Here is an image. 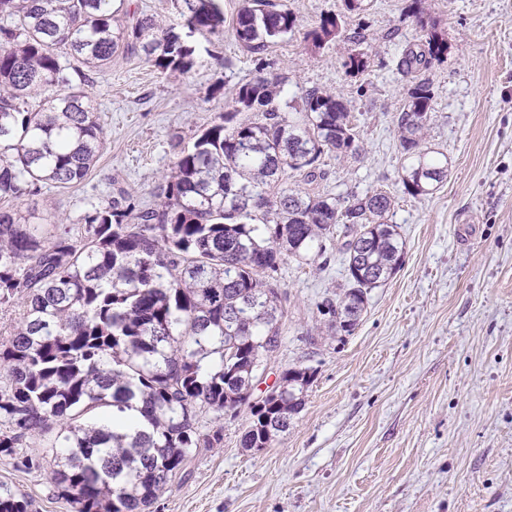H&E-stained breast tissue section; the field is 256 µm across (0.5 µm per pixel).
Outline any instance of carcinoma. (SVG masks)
I'll return each mask as SVG.
<instances>
[{"label":"carcinoma","mask_w":512,"mask_h":512,"mask_svg":"<svg viewBox=\"0 0 512 512\" xmlns=\"http://www.w3.org/2000/svg\"><path fill=\"white\" fill-rule=\"evenodd\" d=\"M126 0H0V200L84 181L106 141L84 86L119 50L165 71L190 72L200 50L188 32H218L217 0H184V29ZM303 33L315 48L341 36L369 0ZM422 38L398 67L412 74L447 49L413 0ZM235 38L258 75L232 108L190 141L175 135L174 166L147 205L119 186L77 222L55 213L0 207V310L20 321L0 340V457L31 441L54 456L50 480L72 512H149L185 473L193 448H218L205 417L249 411L241 447L267 448L305 405L314 372L287 368L279 391L251 402L263 363L281 344L288 295L278 279L289 258L313 265L329 243L344 256L343 292L317 305L328 327L352 334L368 292L402 262L393 197L376 191L341 200L292 188V171L325 177L322 157L358 154L348 105L319 88L286 98L285 81L263 75L269 44L295 33L288 5L242 0ZM343 67H368L362 28ZM48 89L54 93L46 96ZM434 94L416 82L397 117L406 156L401 182L412 197L448 179V157L424 146ZM32 499L0 487V512H32Z\"/></svg>","instance_id":"obj_1"}]
</instances>
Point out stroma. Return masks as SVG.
Returning a JSON list of instances; mask_svg holds the SVG:
<instances>
[{"mask_svg": "<svg viewBox=\"0 0 512 512\" xmlns=\"http://www.w3.org/2000/svg\"><path fill=\"white\" fill-rule=\"evenodd\" d=\"M286 2L298 33L264 52L267 75L284 77L292 97L320 88L343 99L360 147L327 153L324 179L307 187L344 199L390 192L402 264L341 336L317 310L342 289L341 254L322 270L287 260L282 344L263 382L289 367L314 370L303 410L258 453L240 446L247 412L224 417L221 446L195 450L151 512H512V0H426L448 42L420 72L435 104L426 145L447 156L448 179L417 197L400 182L394 123L411 86L397 64L421 38L411 0H373L348 19L347 29L363 27L370 61L355 77L342 66L346 37L318 49L301 38L341 0ZM219 4L224 22L189 73L122 53L92 73L86 91L106 139L98 163L81 184L43 188L15 208L70 223L85 198H111L116 180L151 202L175 160L172 135L191 139L255 74L232 28L240 0ZM1 484L32 497L34 512H72L49 464L2 457Z\"/></svg>", "mask_w": 512, "mask_h": 512, "instance_id": "1", "label": "stroma"}]
</instances>
